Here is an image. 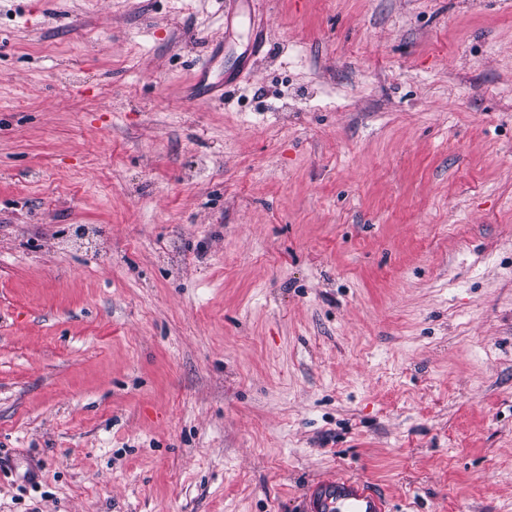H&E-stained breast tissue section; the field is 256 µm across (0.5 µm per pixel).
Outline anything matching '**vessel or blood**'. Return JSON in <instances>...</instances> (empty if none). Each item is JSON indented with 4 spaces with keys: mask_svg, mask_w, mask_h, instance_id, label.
Returning a JSON list of instances; mask_svg holds the SVG:
<instances>
[{
    "mask_svg": "<svg viewBox=\"0 0 512 512\" xmlns=\"http://www.w3.org/2000/svg\"><path fill=\"white\" fill-rule=\"evenodd\" d=\"M302 502L303 512H390L386 496L354 475L331 476L307 485Z\"/></svg>",
    "mask_w": 512,
    "mask_h": 512,
    "instance_id": "vessel-or-blood-1",
    "label": "vessel or blood"
}]
</instances>
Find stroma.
<instances>
[{
    "label": "stroma",
    "mask_w": 512,
    "mask_h": 512,
    "mask_svg": "<svg viewBox=\"0 0 512 512\" xmlns=\"http://www.w3.org/2000/svg\"><path fill=\"white\" fill-rule=\"evenodd\" d=\"M344 473L512 512V0H0V512Z\"/></svg>",
    "instance_id": "stroma-1"
}]
</instances>
